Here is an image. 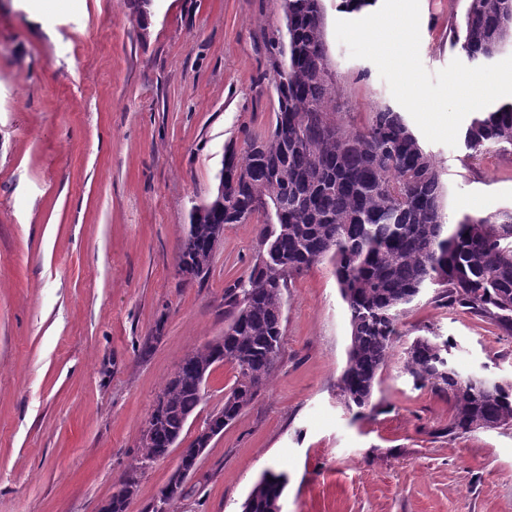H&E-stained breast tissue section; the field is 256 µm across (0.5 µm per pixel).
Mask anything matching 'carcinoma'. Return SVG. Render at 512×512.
<instances>
[{
	"label": "carcinoma",
	"instance_id": "carcinoma-1",
	"mask_svg": "<svg viewBox=\"0 0 512 512\" xmlns=\"http://www.w3.org/2000/svg\"><path fill=\"white\" fill-rule=\"evenodd\" d=\"M285 28L264 36L277 107L270 134L251 137L224 156V200L190 213L178 259L208 276L210 242L225 224L260 219L263 250L248 276L224 291L231 320L224 344L185 357L164 385L151 418L152 442L141 444L126 480L181 438L204 397L200 370L231 363L238 376L217 414L233 422L260 396L283 336L284 294L293 277L329 262L349 315L351 343L337 396L359 415L371 405L401 314L425 290L512 331V210L448 223L444 183L432 156L401 113L381 107L368 126L347 132L336 122V86L324 40L322 0H284ZM512 0H465L464 23L450 43L471 66L512 49ZM490 144L512 146V102L475 114L464 133L469 155ZM453 344L419 336L405 369L456 410L449 435L512 428V384L465 374ZM285 476L272 474L249 494L252 512H276Z\"/></svg>",
	"mask_w": 512,
	"mask_h": 512
}]
</instances>
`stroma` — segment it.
<instances>
[{"label": "stroma", "mask_w": 512, "mask_h": 512, "mask_svg": "<svg viewBox=\"0 0 512 512\" xmlns=\"http://www.w3.org/2000/svg\"><path fill=\"white\" fill-rule=\"evenodd\" d=\"M429 72L458 53L464 0H420ZM325 38L343 130L395 106L376 66ZM283 0H0V512H100L138 455L166 380L224 334V290L262 249L228 224L204 282L176 271L194 205L217 192L228 147L268 133L277 101L262 28ZM449 223L512 208V147L478 157L424 142ZM277 366L216 436L177 512H241L268 471L281 512H512V430L451 436L454 413L415 387L405 350L452 339L464 373L512 381V333L426 293L401 315L371 411L336 398L350 322L333 269L296 275ZM237 377L215 365L181 446ZM177 454L139 471L129 512H150Z\"/></svg>", "instance_id": "1"}]
</instances>
